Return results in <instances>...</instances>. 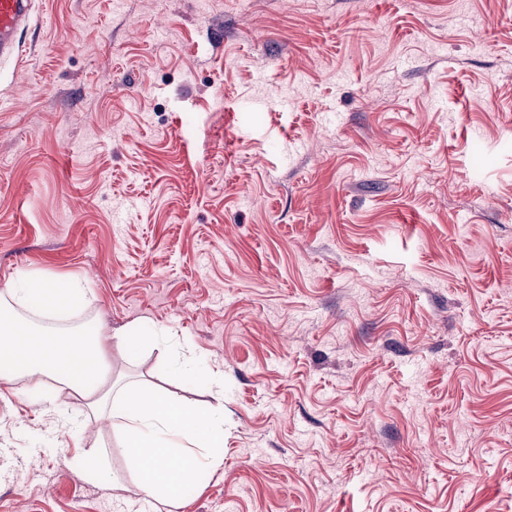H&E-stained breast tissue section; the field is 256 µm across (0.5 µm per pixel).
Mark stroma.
Listing matches in <instances>:
<instances>
[{
    "label": "stroma",
    "mask_w": 512,
    "mask_h": 512,
    "mask_svg": "<svg viewBox=\"0 0 512 512\" xmlns=\"http://www.w3.org/2000/svg\"><path fill=\"white\" fill-rule=\"evenodd\" d=\"M21 40L0 289L73 279L157 330L113 375L223 408L170 512H512V0H37ZM159 510L0 377V512ZM82 460L94 481L101 483L112 481L110 462L105 451H88Z\"/></svg>",
    "instance_id": "1"
}]
</instances>
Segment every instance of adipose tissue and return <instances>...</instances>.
I'll list each match as a JSON object with an SVG mask.
<instances>
[{
    "label": "adipose tissue",
    "instance_id": "1",
    "mask_svg": "<svg viewBox=\"0 0 512 512\" xmlns=\"http://www.w3.org/2000/svg\"><path fill=\"white\" fill-rule=\"evenodd\" d=\"M85 298L84 289L16 272L0 290V366L38 384L52 379L91 411L108 414L136 467L138 488L171 502L199 468L213 465L201 451L223 442L224 413L147 394L134 380L115 385L111 342L78 326L46 328V321L65 319L68 308Z\"/></svg>",
    "mask_w": 512,
    "mask_h": 512
}]
</instances>
